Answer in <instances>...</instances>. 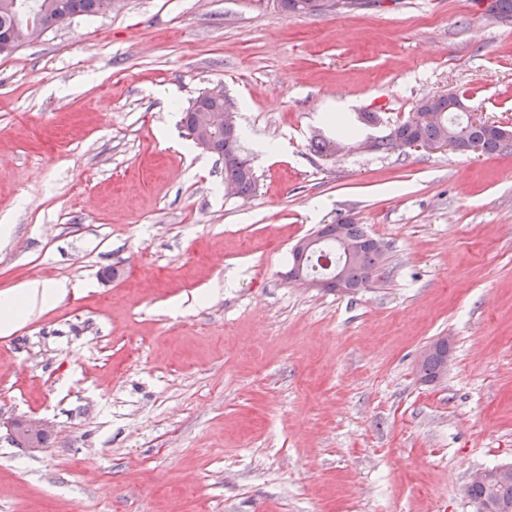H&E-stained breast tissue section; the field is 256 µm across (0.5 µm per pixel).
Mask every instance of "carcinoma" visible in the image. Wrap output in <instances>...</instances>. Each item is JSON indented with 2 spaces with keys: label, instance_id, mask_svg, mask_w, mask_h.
Wrapping results in <instances>:
<instances>
[{
  "label": "carcinoma",
  "instance_id": "cac0c4a2",
  "mask_svg": "<svg viewBox=\"0 0 512 512\" xmlns=\"http://www.w3.org/2000/svg\"><path fill=\"white\" fill-rule=\"evenodd\" d=\"M103 0H0V56L11 55L16 47L10 45V34L19 28H26L34 14L42 16L45 23L52 18L66 22L69 16L77 14L85 17H97L102 14ZM312 0H280L283 11L294 15L313 16L318 11L304 10V4ZM417 107L434 115V120L416 128L406 122H401L389 129V133L375 138V150L389 152L388 138L396 134L409 140L431 142L448 135L457 137L464 145L469 140H475L482 146V152L492 154L504 149L502 144L503 132L512 130L508 125H490L488 127H473L469 125L465 107V98L448 93L435 96L428 100L419 101ZM224 109V102L211 99L208 94L198 95L193 103L183 112L182 123L185 127L199 124L203 113ZM212 154L224 161V177L232 178L234 190L238 195H248L255 188V173L251 159L244 152L241 136L231 132L221 131L212 139ZM319 235L333 247L340 249V254H346L341 243L350 242L357 246L352 257V268L349 276L350 286L355 288L365 281L367 272L379 267L385 260L387 247H378L366 240L367 233L361 225L349 221H339L335 224H324L318 229ZM436 352L429 355L419 365L422 378L433 380L438 376L441 365L448 358L450 346L447 340L436 342ZM466 495L475 502L482 498L494 499L507 505H512V478L488 485L470 483L466 487Z\"/></svg>",
  "mask_w": 512,
  "mask_h": 512
}]
</instances>
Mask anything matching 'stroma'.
Wrapping results in <instances>:
<instances>
[{"instance_id": "35a3bbf8", "label": "stroma", "mask_w": 512, "mask_h": 512, "mask_svg": "<svg viewBox=\"0 0 512 512\" xmlns=\"http://www.w3.org/2000/svg\"><path fill=\"white\" fill-rule=\"evenodd\" d=\"M213 89L247 198L180 123ZM451 92L512 126V20L474 0H122L0 56V298L68 283L0 335V512H474L472 475L512 465V146L315 149L330 115L379 136ZM340 219L383 272L289 282ZM314 0H280V6L283 11L288 12L290 14L294 15H304V16H313V15H321L326 13H333L337 12L339 10L344 9H352L359 6L358 0H332L335 1V5L333 2L328 0H318L315 1V3L318 5V8L320 10H332L335 9L336 6L338 8L335 11L330 12H321L316 10L311 11H304L305 7L303 6L304 3H310ZM304 11V12H303ZM324 253L323 239L318 236L317 232L307 237L303 241L297 243L292 251L293 265L288 271V280L297 282L306 288H313L319 291H328L343 293L347 290L348 265H327L325 271L320 275L311 277L305 276L302 264L308 254ZM448 341L438 340L436 342V352L434 354L429 355L433 351V346H428L422 352L420 362L424 359L421 365H419V374L422 378L428 380H434L438 376V371L442 365V370L438 376V379L442 378L448 372V366L450 364L451 359L448 358V352H450V345L448 346ZM448 358L447 360H445ZM444 362V363H443Z\"/></svg>"}]
</instances>
